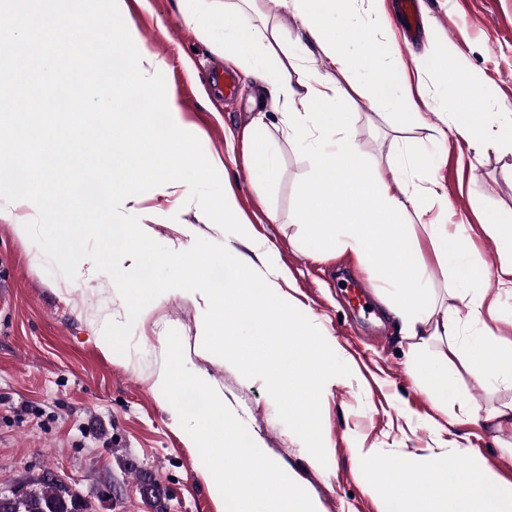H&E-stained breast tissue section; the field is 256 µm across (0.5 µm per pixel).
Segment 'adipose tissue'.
Listing matches in <instances>:
<instances>
[{"instance_id": "adipose-tissue-1", "label": "adipose tissue", "mask_w": 512, "mask_h": 512, "mask_svg": "<svg viewBox=\"0 0 512 512\" xmlns=\"http://www.w3.org/2000/svg\"><path fill=\"white\" fill-rule=\"evenodd\" d=\"M289 2L331 68L346 74L361 66L362 58L351 46L364 41L366 31L349 20L346 0ZM193 19L207 31L223 27L224 41L216 45V52L229 47L241 61L258 63V77L281 113L288 137L298 138L313 130L332 134V149L317 154L314 176L300 203L305 219L321 226L320 235L309 238L308 250L318 253L333 246L376 263L380 280L395 291L390 310L404 336L412 339L419 351L433 344L439 347L436 361L419 369L429 399L435 405H447L455 390L452 365L458 359L477 376L496 374L512 380V352H507L501 341L485 337L466 346L460 341L461 312L466 309L478 314L486 296L473 292L472 287L487 272L462 229L451 230L435 222L428 226L440 266L455 274L446 301H437L420 286L425 269L414 248L406 243L399 218L423 198L446 203L447 195L439 185L433 181L425 186L402 180L390 183L363 167L345 114L337 106L335 83L320 75L300 82L292 79L290 69L297 64V49L304 38L285 42L264 26L237 29L228 26L220 13L202 11ZM156 65L154 57L145 52L129 61L130 69L141 77L147 104L168 112L171 135L176 138L181 130L176 96L170 91L155 97L147 78ZM449 129L477 154L499 144L498 138L483 133L479 120L463 107L452 114ZM387 231L393 234V246L382 252L377 243ZM386 506L388 512H512V484L499 481L483 458H470L462 468L444 451L413 455L388 484Z\"/></svg>"}]
</instances>
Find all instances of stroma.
<instances>
[{"label": "stroma", "instance_id": "stroma-1", "mask_svg": "<svg viewBox=\"0 0 512 512\" xmlns=\"http://www.w3.org/2000/svg\"><path fill=\"white\" fill-rule=\"evenodd\" d=\"M229 23L242 28L275 27L285 38L302 34L301 18L283 0H208ZM135 46L156 57L158 92H175L182 128L196 136L206 156L221 158L219 177L234 194L251 227L244 253L263 256L259 274L286 273L280 285L299 310L315 319L329 346L351 370L340 382L324 386L322 437L327 464L312 462L302 440L278 417L262 380L248 379L228 361L198 342L205 303L198 293L170 290L137 317L126 355L106 342L107 321L125 322L127 307L111 278L81 268L76 279L60 274L16 223L37 216L34 204L12 208L0 219V490L54 475L78 488L95 512H153L138 473H152L165 493L167 512H224L213 476L204 474L192 438L172 424L173 406L157 374L164 369L168 330H177L184 362L209 376L225 404L244 424L252 440L295 482L314 497L320 512H385V489L374 471L393 474L412 454L467 448L486 457L498 477L512 483V429L494 433L483 420L449 426L459 399L483 413L512 402V384L473 376L455 361L456 397L435 406L415 377L416 356L391 313L360 321L338 282L348 277L369 288L376 307L388 296L375 267L350 252L309 254L305 241L319 226L304 223L298 201L314 174L317 143L290 138L280 116L269 112L266 137L274 152V174L266 183L252 179L253 158L242 146L228 148L229 134L251 124L259 83L244 63L218 57L210 41L185 19L183 0H117ZM391 29L374 27L370 41L384 48L369 55L355 73L343 75L321 58L307 60L293 79L318 73L336 82L344 96L351 135L367 166L386 181H437L448 195V209L462 218L471 246L486 262L478 292L497 300L495 313L469 320L462 339L488 330L512 341V288L499 282L506 250L493 228L512 225V143L473 159L465 142L448 130L456 105L485 114L487 130L498 135V106L512 104V0H418L419 25L407 33L398 0H384ZM433 54L432 67L416 70L412 60ZM401 59L398 79L408 88L407 106L387 104L378 82L390 59ZM233 75L236 90L227 97L210 82L213 70ZM150 225L155 241L175 248L183 225L198 238L223 243L224 231L211 221L188 192L145 196L135 210ZM410 245L426 270V287L445 297L452 276L438 263L420 211L400 218ZM372 451L371 464L356 456Z\"/></svg>", "mask_w": 512, "mask_h": 512}]
</instances>
